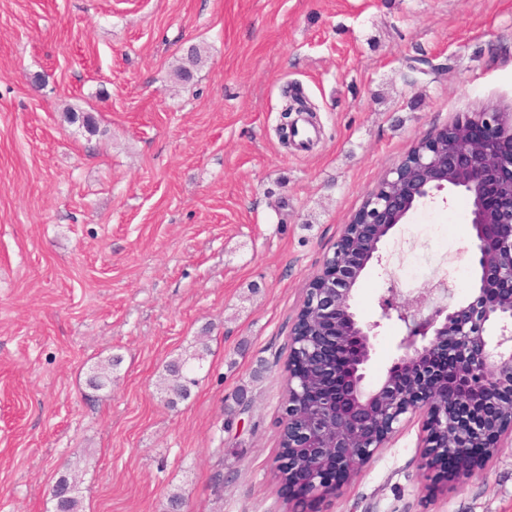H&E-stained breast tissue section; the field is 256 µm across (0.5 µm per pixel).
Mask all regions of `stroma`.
Segmentation results:
<instances>
[{
  "label": "stroma",
  "instance_id": "obj_1",
  "mask_svg": "<svg viewBox=\"0 0 512 512\" xmlns=\"http://www.w3.org/2000/svg\"><path fill=\"white\" fill-rule=\"evenodd\" d=\"M488 105L512 113V0H0V512H50L62 468L83 512H164L174 491L187 512H289L306 290L385 171ZM469 210L420 201L389 272L364 270L359 319L402 239L468 266ZM404 332L380 328L369 383ZM201 337L199 383L168 404L164 368ZM423 454L415 417L306 512H512V438L461 480Z\"/></svg>",
  "mask_w": 512,
  "mask_h": 512
}]
</instances>
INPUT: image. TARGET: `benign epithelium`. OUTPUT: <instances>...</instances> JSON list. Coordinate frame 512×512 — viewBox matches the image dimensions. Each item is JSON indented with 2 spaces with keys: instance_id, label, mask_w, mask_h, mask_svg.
<instances>
[{
  "instance_id": "1",
  "label": "benign epithelium",
  "mask_w": 512,
  "mask_h": 512,
  "mask_svg": "<svg viewBox=\"0 0 512 512\" xmlns=\"http://www.w3.org/2000/svg\"><path fill=\"white\" fill-rule=\"evenodd\" d=\"M455 141L442 127L423 137L388 170L344 225L322 272L310 282L290 332L288 366V471L302 476L299 499L340 489L386 446L406 415L423 416L430 469L450 448L459 450L454 476L469 474L512 433V114L473 112L454 123ZM445 189L470 200L472 235L467 253L477 271L472 300L422 312V295L393 287L378 299L377 318L362 324L352 304L367 265L382 263L390 231L421 200ZM330 269L332 275L323 277ZM405 324L385 378L366 383L378 329ZM319 394L311 414L296 412L311 383ZM331 458L326 466L323 459ZM74 487L63 475L49 490L60 501Z\"/></svg>"
}]
</instances>
